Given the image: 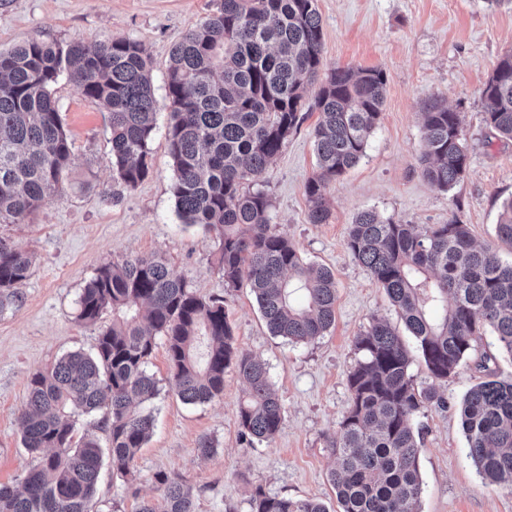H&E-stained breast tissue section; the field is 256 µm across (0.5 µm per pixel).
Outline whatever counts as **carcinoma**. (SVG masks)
Returning <instances> with one entry per match:
<instances>
[{"instance_id":"obj_1","label":"carcinoma","mask_w":512,"mask_h":512,"mask_svg":"<svg viewBox=\"0 0 512 512\" xmlns=\"http://www.w3.org/2000/svg\"><path fill=\"white\" fill-rule=\"evenodd\" d=\"M315 2L221 0L173 46L167 67L177 213L214 235L224 284L247 282L270 333L295 344L324 336L335 323L336 278L331 269L307 263L274 230L260 178L306 112H318L316 171L304 191L310 223H326L327 189L365 155L386 85L380 67H338L304 106L322 59ZM152 69L151 57L129 39H32L0 52V223H19L61 195L72 142L50 86L63 74L110 113L113 178L127 189L146 178L158 109ZM481 104L490 134L512 141V52L489 75ZM422 115L418 168L427 182L447 191L469 172L462 119L439 97L425 103ZM497 236L512 245V199L502 204ZM346 248L383 288L414 346L384 318L356 337L362 358L348 375L350 404L339 430L326 438L337 460L329 480L341 512H419L421 432L415 418L447 401L432 387H416L410 365L417 357L431 377L446 380L488 330L498 350L512 358V262L477 246L456 217L418 231L366 210L351 224ZM31 265L27 251L0 239V314L19 301L18 286ZM107 312L112 324L100 330L94 352H69L31 376L18 425L34 462L22 488L0 485V512H98L103 465L131 475L153 433L146 405L159 389L148 365L160 337L183 402L223 395L224 374L232 367L246 384L238 410L242 438L252 444L279 433L284 408L268 367L234 346L224 300L196 295L158 257H125L101 266L78 300L85 324ZM99 410L108 445L91 438L74 442L78 417ZM458 412L467 457L478 473L512 487V378L487 373L465 393ZM155 479L160 499L143 502L138 512H194L192 491L179 475L159 472ZM251 512L328 510L317 500L259 491Z\"/></svg>"}]
</instances>
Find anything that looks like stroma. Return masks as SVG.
<instances>
[{
    "instance_id": "1",
    "label": "stroma",
    "mask_w": 512,
    "mask_h": 512,
    "mask_svg": "<svg viewBox=\"0 0 512 512\" xmlns=\"http://www.w3.org/2000/svg\"><path fill=\"white\" fill-rule=\"evenodd\" d=\"M220 0H0V51L31 38L67 42L142 44L153 60L152 86L159 103L149 145L151 167L135 188L112 178L110 119L97 102L80 96L67 78L51 87L72 155L62 174V196L24 221L0 224V237L29 252L28 278L16 305L0 314V484L17 485L33 462L17 422L32 374L64 354L92 351L100 325L77 319L78 298L98 268L122 256L164 258L190 291L221 297L238 350L263 359L284 407L272 442L247 444L240 436L238 404L243 383L224 375L219 399L188 405L175 393L164 344L148 369L159 394L151 406L155 427L138 453L132 479L103 468L97 498L101 512H137L159 497L155 476L179 475L194 489L195 512H250L256 491L314 499L336 512L328 480L335 459L325 446L350 403L349 372L360 358L354 346L372 318L400 325L382 288L346 248L350 225L365 210L407 224H444L458 218L474 240L497 247L512 261V247L496 236L503 201L512 198V142H489L482 121L481 91L499 59L512 51V7L485 0H316L323 30V69L379 67L387 77L379 124L365 156L328 189L326 223L308 221L304 186L316 168L312 130L316 115L289 136L261 183L272 201L275 230L291 239L306 261L336 277V321L310 343L291 345L271 336L248 286L225 287L214 270L217 243L200 226H185L175 209L174 172L166 129L167 61L175 42L218 7ZM439 97L465 115L470 154L467 177L450 191L420 174L421 112ZM417 387L435 388L447 408H424L420 512H512V489L492 485L467 458L458 415L465 392L478 383L476 359L437 380L413 361ZM209 438L214 452L201 456Z\"/></svg>"
}]
</instances>
